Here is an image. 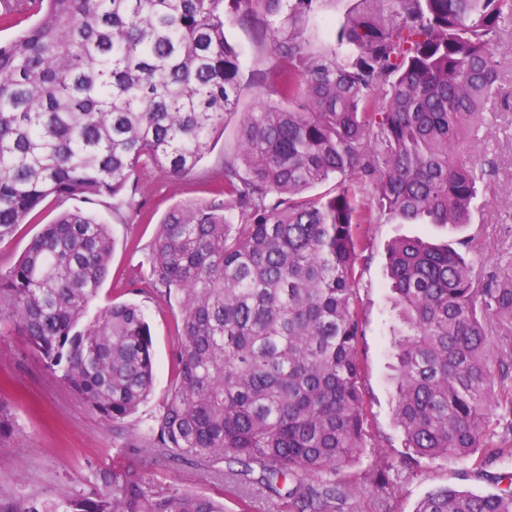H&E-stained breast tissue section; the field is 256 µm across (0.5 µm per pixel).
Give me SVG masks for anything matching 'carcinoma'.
<instances>
[{
  "label": "carcinoma",
  "mask_w": 512,
  "mask_h": 512,
  "mask_svg": "<svg viewBox=\"0 0 512 512\" xmlns=\"http://www.w3.org/2000/svg\"><path fill=\"white\" fill-rule=\"evenodd\" d=\"M320 0H0V25L37 19L0 42V243L48 198H106L133 211L134 180L192 173L241 96L234 17L269 34L266 96L238 129L216 198L179 203L146 256L149 284L177 298V377L129 451L194 460L258 482L294 512H336L344 484L322 476L367 447L357 344L356 268L364 229L475 223L486 190L475 127L506 99L498 47L512 0H390L337 32L342 58L300 25ZM378 112L368 111L375 98ZM333 180L326 193L316 185ZM369 193L377 218L356 204ZM110 226L81 209L44 225L0 270V335L26 337L51 377L114 425L151 393L150 327L133 302L92 304L114 250ZM470 240H393L387 285L393 419L414 457H512L483 440L512 391V265L475 274ZM238 468H233V465ZM497 491L441 489L414 512H512ZM92 492L8 497L0 512H224L162 490L135 467L93 472Z\"/></svg>",
  "instance_id": "obj_1"
}]
</instances>
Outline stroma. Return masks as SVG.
Here are the masks:
<instances>
[{"instance_id":"obj_1","label":"stroma","mask_w":512,"mask_h":512,"mask_svg":"<svg viewBox=\"0 0 512 512\" xmlns=\"http://www.w3.org/2000/svg\"><path fill=\"white\" fill-rule=\"evenodd\" d=\"M358 7V0H324L321 9L303 23L304 32L319 47L345 55L336 29ZM224 31L240 52L242 94L238 113L229 115L223 135L198 169L178 182L146 172L138 180L140 212L128 222L113 217L107 200H47L33 221L20 225L0 243V269L19 259L31 239L58 213L80 208L111 227L115 241L110 274L95 300L103 307L120 301L139 304L150 325L155 372L151 394L136 416L127 420L130 432H138L170 395L176 377L175 352L180 341V310L175 299L150 288L139 262L141 248L149 246L167 211L177 203L211 198V184L224 155L233 153L244 112L264 93L262 74L270 64L268 50L258 29L226 19ZM476 155L494 191L463 229L435 224H374L369 229L364 259L357 269L359 313L363 334L358 342L362 389L367 412V448L359 461L336 470V480L348 483V498L340 512H414L428 493L454 488L484 495L494 492V477L504 469L500 460L474 464L455 458H419L393 474L389 494L370 490L369 477L384 462L399 457L402 433L393 422L394 392L388 382L391 303L386 287L385 250L402 236H427L439 241L468 238L475 251V270L483 274L512 260V106H491L480 133ZM0 403L11 412L14 423L0 447V492L36 496L86 493L91 471L112 465L140 469L147 481L162 487L197 492L224 505V512H278V499L262 484L240 486L206 478L194 461L163 455L128 453L112 425L89 410L48 375L41 358L24 337L0 336Z\"/></svg>"}]
</instances>
